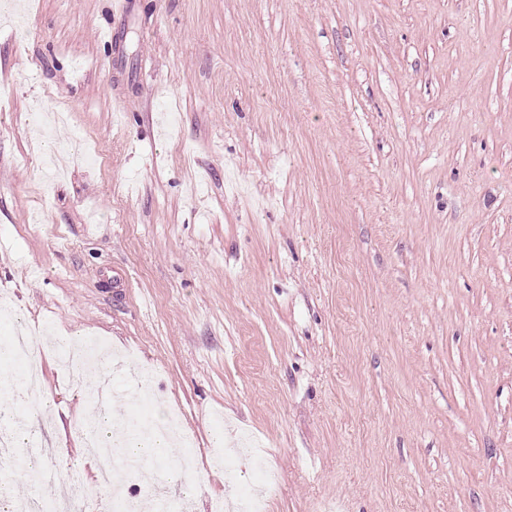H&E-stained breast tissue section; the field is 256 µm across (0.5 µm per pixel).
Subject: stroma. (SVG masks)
<instances>
[{
	"mask_svg": "<svg viewBox=\"0 0 512 512\" xmlns=\"http://www.w3.org/2000/svg\"><path fill=\"white\" fill-rule=\"evenodd\" d=\"M112 2L0 0V288L155 376L190 512H512V0ZM276 486L277 480L273 479L264 484V491L261 495H251L252 489L236 495L231 502L232 505L238 498H246L247 501L243 503L241 511H233L231 507V509H227L228 512H265V502L272 496Z\"/></svg>",
	"mask_w": 512,
	"mask_h": 512,
	"instance_id": "obj_1",
	"label": "stroma"
}]
</instances>
